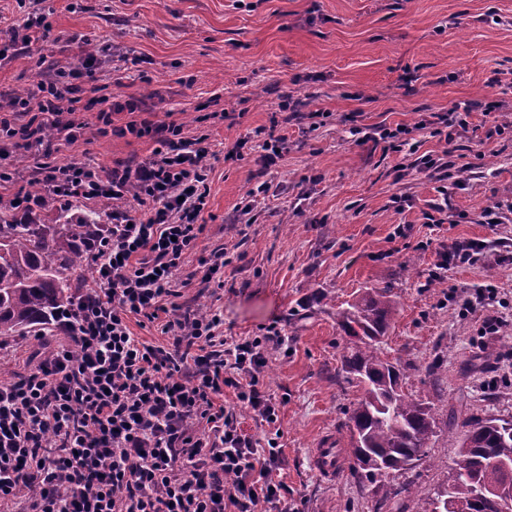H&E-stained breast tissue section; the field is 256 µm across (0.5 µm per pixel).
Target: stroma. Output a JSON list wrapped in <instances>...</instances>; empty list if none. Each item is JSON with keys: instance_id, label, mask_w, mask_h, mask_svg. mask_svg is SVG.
<instances>
[{"instance_id": "obj_1", "label": "stroma", "mask_w": 512, "mask_h": 512, "mask_svg": "<svg viewBox=\"0 0 512 512\" xmlns=\"http://www.w3.org/2000/svg\"><path fill=\"white\" fill-rule=\"evenodd\" d=\"M52 30L0 62V101L35 91L38 58L63 64L77 52L70 35L97 46V75L111 101L135 100L158 122L174 118L187 135H208L214 151L208 210L213 215L176 279L193 307L224 311V335L259 336L277 326L283 341L263 370L281 399L278 421L255 417L233 392L224 404L259 443L276 439L291 488L276 512H419L447 478L471 419L512 420V134L489 146L473 127L512 114V0H51ZM288 110H281L282 101ZM470 100L497 102L473 113L454 141L430 137L421 121ZM326 113L311 129L309 113ZM79 141L55 162L141 161L150 137H102L97 113H83ZM276 125L287 135L275 166L259 153L239 162L219 151ZM406 125L417 155L376 144L380 126ZM428 155L468 164L461 182L439 193L418 172ZM268 191L249 216L240 206L259 182ZM409 204L398 207L397 197ZM505 205L500 223L482 211ZM437 214L441 225L428 223ZM454 239L486 244L484 262L440 268ZM224 246L221 281L202 283L199 256ZM493 284L509 315L481 331L483 312L460 316L449 289L468 295ZM365 288L389 289L396 314L380 345L384 358L410 362L406 392L433 402L436 434L426 455L383 489L342 465L318 475L313 449L333 440L342 455L360 390L341 372L345 337L336 311ZM410 491H403V484Z\"/></svg>"}]
</instances>
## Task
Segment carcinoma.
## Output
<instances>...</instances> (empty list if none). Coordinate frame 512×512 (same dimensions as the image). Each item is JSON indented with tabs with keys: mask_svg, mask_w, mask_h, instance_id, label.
<instances>
[{
	"mask_svg": "<svg viewBox=\"0 0 512 512\" xmlns=\"http://www.w3.org/2000/svg\"><path fill=\"white\" fill-rule=\"evenodd\" d=\"M112 199L98 212L70 214L47 206L17 218L0 203V337L36 332L44 336L71 303L75 280L82 276L86 252L103 234V217ZM396 303L386 288H371L336 313L350 338L343 359L348 379L362 395L349 416L350 429L363 443L352 458L351 474L372 484L381 469L402 472L422 459L436 434L434 404L405 392L400 379L409 364L381 356L379 344L390 328ZM512 423L473 421L477 430L463 439L458 456L466 473L449 478L420 512H501L512 503Z\"/></svg>",
	"mask_w": 512,
	"mask_h": 512,
	"instance_id": "cac0c4a2",
	"label": "carcinoma"
}]
</instances>
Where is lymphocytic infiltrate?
<instances>
[{"label":"lymphocytic infiltrate","mask_w":512,"mask_h":512,"mask_svg":"<svg viewBox=\"0 0 512 512\" xmlns=\"http://www.w3.org/2000/svg\"><path fill=\"white\" fill-rule=\"evenodd\" d=\"M44 2L28 0L21 20L0 14V60L51 30ZM96 80V60L84 56L0 110V188L18 180L8 161L14 150L36 157L42 187L14 195V207L121 202L93 247L95 279L58 319L67 344L28 375L0 381V512H269L288 497L275 477L282 450L273 439L259 447L226 408L224 392L277 422L279 405L261 377L280 331L225 343L223 311L181 302L174 278L207 223V138L186 136L174 121L114 124L113 114L140 106L113 103L99 111L100 134L151 137L149 158L55 164L59 144L80 137L75 114L83 94L99 92ZM496 109L470 101L431 113L422 127L449 141L471 113ZM448 298L466 314L485 310L483 333H498L504 317L492 309L493 286ZM133 316L156 326L161 341L135 336Z\"/></svg>","instance_id":"lymphocytic-infiltrate-1"}]
</instances>
